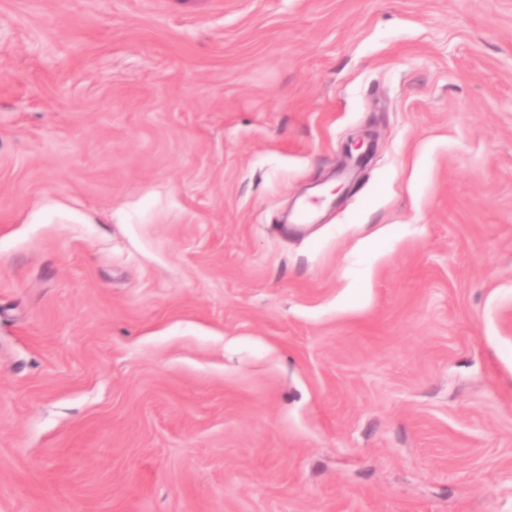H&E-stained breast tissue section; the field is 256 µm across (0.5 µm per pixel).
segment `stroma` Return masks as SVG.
Returning a JSON list of instances; mask_svg holds the SVG:
<instances>
[{"label":"stroma","mask_w":512,"mask_h":512,"mask_svg":"<svg viewBox=\"0 0 512 512\" xmlns=\"http://www.w3.org/2000/svg\"><path fill=\"white\" fill-rule=\"evenodd\" d=\"M0 512H512V0H0Z\"/></svg>","instance_id":"obj_1"}]
</instances>
